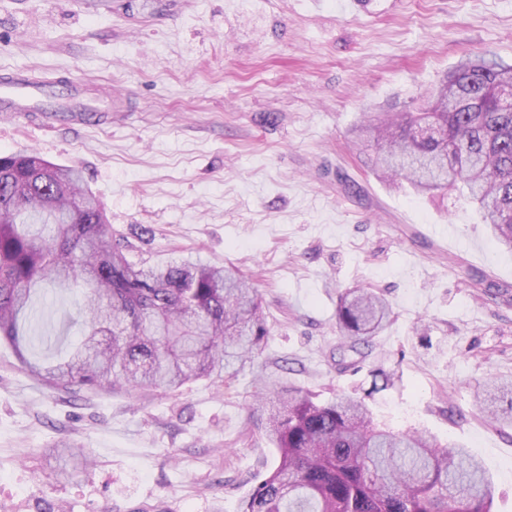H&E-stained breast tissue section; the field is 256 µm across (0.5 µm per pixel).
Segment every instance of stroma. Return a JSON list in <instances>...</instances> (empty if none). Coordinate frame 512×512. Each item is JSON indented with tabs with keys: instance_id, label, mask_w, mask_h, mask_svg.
I'll return each mask as SVG.
<instances>
[{
	"instance_id": "obj_1",
	"label": "stroma",
	"mask_w": 512,
	"mask_h": 512,
	"mask_svg": "<svg viewBox=\"0 0 512 512\" xmlns=\"http://www.w3.org/2000/svg\"><path fill=\"white\" fill-rule=\"evenodd\" d=\"M0 0V69L107 88L112 116L0 119V153L79 168L136 262L231 264L270 336L254 367L178 395L83 393L0 346V512H241L274 467L280 392L327 400L394 370L376 418L455 441L512 512V427L473 394L512 380V253L455 191L381 181L362 116L421 104L463 57L512 64V0ZM371 286L394 319L361 372L338 371L336 305ZM87 448L72 470L56 445Z\"/></svg>"
}]
</instances>
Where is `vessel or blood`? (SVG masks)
Wrapping results in <instances>:
<instances>
[{
  "label": "vessel or blood",
  "mask_w": 512,
  "mask_h": 512,
  "mask_svg": "<svg viewBox=\"0 0 512 512\" xmlns=\"http://www.w3.org/2000/svg\"><path fill=\"white\" fill-rule=\"evenodd\" d=\"M49 96L46 85L25 71H0V112L9 117L19 113H33L46 119H54L61 113L78 116L106 112L112 107L108 95L99 94L88 98L77 89L71 90L64 101L55 105L49 104Z\"/></svg>",
  "instance_id": "1"
}]
</instances>
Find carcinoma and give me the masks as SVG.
<instances>
[{
    "label": "carcinoma",
    "mask_w": 512,
    "mask_h": 512,
    "mask_svg": "<svg viewBox=\"0 0 512 512\" xmlns=\"http://www.w3.org/2000/svg\"><path fill=\"white\" fill-rule=\"evenodd\" d=\"M512 64L494 55L461 61L416 112H392L355 127L384 180L417 194L455 190L512 251ZM82 288L81 342L55 362L27 357L43 330L47 285ZM373 288H347L336 306L340 369L390 323ZM270 328L257 291L232 266L130 262L81 172L27 153L0 154V341L34 378L52 387H125L176 393L224 383L262 353ZM394 384L376 368L364 394L316 401L301 389L279 396L265 432L278 462L242 512H494L482 466L455 443L375 422L367 399ZM512 382L476 391L495 422L512 424Z\"/></svg>",
    "instance_id": "obj_1"
}]
</instances>
